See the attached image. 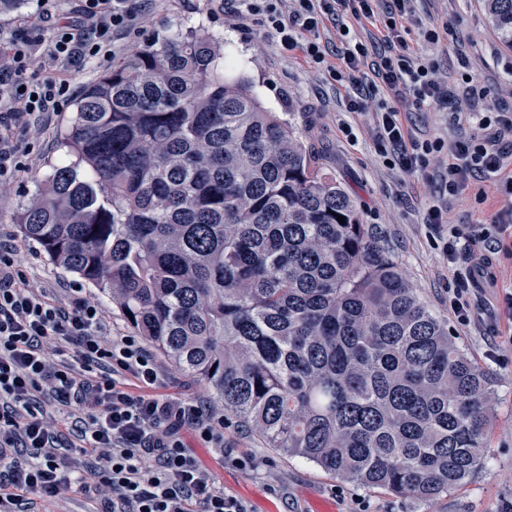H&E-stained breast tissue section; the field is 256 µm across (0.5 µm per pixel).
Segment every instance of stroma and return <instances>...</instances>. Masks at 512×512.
Masks as SVG:
<instances>
[{
  "label": "stroma",
  "instance_id": "obj_1",
  "mask_svg": "<svg viewBox=\"0 0 512 512\" xmlns=\"http://www.w3.org/2000/svg\"><path fill=\"white\" fill-rule=\"evenodd\" d=\"M417 21L404 38L410 49H425L424 31L436 29L440 44L433 57L439 81L453 91L447 108L413 111L408 121L422 139L454 141L468 135L470 126L450 122L448 112L463 102L465 73L475 75L492 90L490 103L512 109V50L505 48L490 26L481 0H418ZM186 27L210 30L224 39V53L234 62L226 75L251 84L262 105L280 113L316 155L323 171L333 175L351 195L361 223L375 224L387 236L392 254L416 295L443 321L461 347L493 378V413L483 455L472 476L461 486L427 501L396 496L380 489L327 474L301 457H287L261 445L222 406L210 388L184 375L167 359L159 364L165 376L162 395L199 401L224 423V452L216 454L193 433H186L190 452L212 473L226 494L244 501L249 512H499L512 499V316L499 312L492 329H464L448 312V283L453 272L442 253L449 225L468 232L470 225L488 221L512 203L497 194L478 202L477 185H470L448 204V221L431 224L428 209L438 194L444 163L428 175L403 176L385 167L371 141V116L346 114L347 88L329 74L310 68L300 52L282 55L259 24L241 32L237 21L219 10L215 0H153V7L134 39L152 33L167 35ZM131 39V40H134ZM131 40L115 41L110 61L88 65L79 85L91 82L111 63L130 52ZM71 107L48 114L38 122L16 125L13 138L26 165L12 182L0 185V237L11 239L16 259L30 282L55 289L79 288L98 303L107 329L130 336L134 330L119 305L78 275L56 266L35 241L26 238L14 219L35 193L36 177L64 161L61 135ZM351 124L352 135L341 132L340 121Z\"/></svg>",
  "mask_w": 512,
  "mask_h": 512
}]
</instances>
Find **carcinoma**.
<instances>
[{
    "mask_svg": "<svg viewBox=\"0 0 512 512\" xmlns=\"http://www.w3.org/2000/svg\"><path fill=\"white\" fill-rule=\"evenodd\" d=\"M512 48V0H483ZM16 217L267 447L416 500L469 479L492 379L224 42L153 36L86 85ZM345 217L340 223L337 216Z\"/></svg>",
    "mask_w": 512,
    "mask_h": 512,
    "instance_id": "obj_1",
    "label": "carcinoma"
}]
</instances>
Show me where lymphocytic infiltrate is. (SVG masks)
Returning <instances> with one entry per match:
<instances>
[{"instance_id": "f902f5d3", "label": "lymphocytic infiltrate", "mask_w": 512, "mask_h": 512, "mask_svg": "<svg viewBox=\"0 0 512 512\" xmlns=\"http://www.w3.org/2000/svg\"><path fill=\"white\" fill-rule=\"evenodd\" d=\"M414 2L224 0L223 8L240 29L261 23L282 52L300 51L311 67L351 85L346 108L373 110L372 145L387 168L422 174L450 150L454 161L439 191L444 201L429 207L427 221L448 226L443 254L457 270L448 284V310L467 328L497 310L512 312V290L493 305L471 301L487 285L485 270L493 255L512 254V225L500 216L477 225L472 233L483 248L472 250L460 230L448 225L447 201L482 179L512 197V113L486 106L490 89L473 86L465 109L452 114L453 123L473 122L468 137L448 145L439 138H417L405 126L403 111L439 107L448 99L433 60L411 51L403 38L415 18ZM149 9L150 0H82L77 20L56 24L57 0H37L31 20L52 22L51 36L34 42L17 36L0 40V182L21 169L12 124L62 109L77 93L74 73L107 59L115 35L135 31ZM341 12L379 32L372 82H363L361 73L373 54L348 30L340 32L341 64L329 59L321 31ZM384 89L403 100V107L389 105L380 95ZM13 255V247L0 242V400L5 403L0 411V512H13L28 495L52 501L79 489L99 495L107 488L113 503L131 512H248L242 500L216 488L211 473L186 447V429L215 449L224 447L223 435L203 407L158 395L161 367L137 337H105L95 302L74 294L59 303L26 280ZM104 364L109 374L97 375ZM127 375L136 380L137 390L124 383ZM43 394L84 410L79 452L97 461L91 477L79 476L57 447L54 427L41 412Z\"/></svg>"}]
</instances>
